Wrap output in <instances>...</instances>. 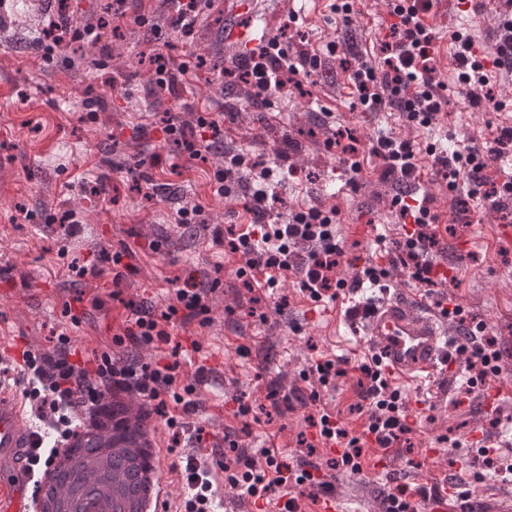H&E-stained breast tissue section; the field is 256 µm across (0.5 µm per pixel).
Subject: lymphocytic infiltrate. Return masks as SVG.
Returning <instances> with one entry per match:
<instances>
[{"instance_id":"obj_1","label":"lymphocytic infiltrate","mask_w":512,"mask_h":512,"mask_svg":"<svg viewBox=\"0 0 512 512\" xmlns=\"http://www.w3.org/2000/svg\"><path fill=\"white\" fill-rule=\"evenodd\" d=\"M433 6V0H393V21L379 42L378 61H359L349 79L365 111H394L405 114L415 128L434 131L442 112L448 106L444 95L446 85L437 51L438 37L422 19ZM122 14H111L107 24L80 26L70 16L69 0H57V8L49 22L33 41L34 47L44 54L66 53L73 43H99L107 29H120ZM453 60L460 83L470 90L472 107L487 110L501 109L490 81L493 70L512 76V18H500L495 58H487L477 47L473 36L455 32ZM318 56L305 54L292 60L288 47L279 37L270 38L264 45L244 53L231 67L222 68L223 76L240 75L251 88L250 99L254 107L266 106L272 92L287 88L299 72H310L320 67ZM164 133L180 143L189 158L201 155V137L219 141L224 124L209 115H198L195 123L183 121L180 113H167ZM418 144L411 135L378 133L370 140L369 155L381 179L397 187L390 209L399 223L408 224L400 241L394 242V253L387 264L372 259L355 264L352 280H344L338 269L345 255L336 234L339 224L337 208L325 206L316 200L293 211L288 220L273 223L272 210L279 197L271 192L267 179L269 168H257L244 154L228 152L224 163L214 172L217 194L230 195L235 183L233 177L243 170L258 171L260 183L250 189L245 210L252 220L246 227H227L217 233L216 244H224L241 254L244 264L238 270L247 288H273L277 272L295 275L301 289L312 301L318 302L331 290L357 293L364 284H379L392 274L409 279L428 288L444 285L429 258L440 238L436 224L438 216L431 210L428 198L409 199L418 173ZM512 161V126L489 132L485 142L469 145L464 150L439 152L434 165L447 180L449 189L466 187V198L458 199L462 214H469L467 198L480 197L487 209L503 217L512 216V174L503 181H490L485 171L493 163ZM129 314L122 332L114 334L112 345L94 356L93 368L72 362L67 345L68 337H60L56 354L24 352L18 382L22 384L26 399L39 411V421L52 430L56 437L64 438L77 428L84 413L91 411L118 387L135 393L162 415L172 434L173 445H193L203 440L202 429L192 427L188 418L197 409L196 402L182 395L172 394L176 367L137 362L119 355L125 343L141 347L159 344L172 345L174 353H181V344L173 343L171 326L192 322L206 326L210 319L208 291L194 281L186 282L177 290L173 302L162 315H155L140 304H128ZM483 326H475L465 336L457 352L465 358L464 371L468 388L490 390L495 374L497 353L492 339L484 336ZM355 405L367 416L361 433L340 427L332 413L322 412L310 418L311 427L319 436L333 440L341 450L336 463L342 469L359 472L361 458L367 442L382 448H392L411 434L417 420L397 391L391 390L389 379L378 360L357 365ZM264 464L239 456L225 463V482L240 496L271 499L281 493L287 483L301 486L315 483L314 474L307 469H296L282 464L275 449L264 452ZM183 477L191 491L182 505L183 512H215L213 482L206 464L188 457Z\"/></svg>"}]
</instances>
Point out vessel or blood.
Returning <instances> with one entry per match:
<instances>
[{
  "label": "vessel or blood",
  "mask_w": 512,
  "mask_h": 512,
  "mask_svg": "<svg viewBox=\"0 0 512 512\" xmlns=\"http://www.w3.org/2000/svg\"><path fill=\"white\" fill-rule=\"evenodd\" d=\"M366 334L374 355L401 382L434 374L453 354V342L442 336L435 318L408 301L376 308ZM35 446L22 400L0 385V512H31V487L40 471L27 459Z\"/></svg>",
  "instance_id": "vessel-or-blood-1"
}]
</instances>
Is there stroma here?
<instances>
[{
    "label": "stroma",
    "instance_id": "stroma-1",
    "mask_svg": "<svg viewBox=\"0 0 512 512\" xmlns=\"http://www.w3.org/2000/svg\"><path fill=\"white\" fill-rule=\"evenodd\" d=\"M10 2L8 16L0 19V326L15 342L0 349V358L11 365L31 347L54 352L58 336L65 334L72 360L92 362L120 327L125 302H143L160 312L187 279L204 281L215 286L210 323L173 331L183 346L200 347L191 360L181 361L175 382L179 389L196 386L198 410L189 421L206 433L197 457L216 446L226 453L235 445L260 462L264 448L276 445L283 461L314 465L341 512H381L386 496L399 487L414 493L449 476L458 492L449 496L447 512H500L512 504V476L488 472L476 482L470 469L479 450L471 439L477 432L492 443L494 458L512 464V436L506 432L512 427V389L485 406L482 391L461 389L459 364L400 385L407 407L422 415L409 446L367 449L356 474L334 468L332 454L313 439L308 416L323 405L357 431L365 417L354 408L352 377L319 390L315 403L309 394L318 390L317 382L308 371L319 359L341 355L355 365L370 358L362 324L347 317L341 301H310L289 273L277 288L252 295L236 274L240 255L212 243L215 227L248 223L243 198L216 194L212 175L220 160L215 154L187 160L163 131L166 113H181L192 122L197 113L217 116L232 107L239 119L225 124L220 150L271 167L276 149L297 141L291 171L277 191L288 209L316 195L339 208L348 259L340 275L350 278L351 259H380L378 234L391 241L403 234L389 210L391 186L373 174L367 150L377 127L401 132L405 122L395 112L358 108L347 72L356 50L386 34L392 22L387 0H359L347 19L333 12L334 0H249L256 33L286 32L290 56L307 50L321 58L318 70L298 74V89L274 96L260 114L247 104L246 85L228 86L216 71H203L174 92L159 88L142 57L147 40L158 32L170 41L173 63L189 49L209 64L232 63L247 47L229 36L233 18L220 2L186 39L170 29L167 0H126L127 13L143 11L150 24H125L98 45L85 46V58L100 63L96 69H79L66 55L45 57L31 49L37 32L28 16H47L50 0ZM498 12L512 14V0H494L484 13L464 0H435L423 17L439 37L448 97L441 125L449 144H478L489 125L512 123V82L494 85L501 111L472 110L450 57L451 35L463 28L477 44L494 45ZM120 69L125 78H116ZM332 121L353 128L360 138L358 182H351L336 150L325 145ZM420 174L443 229L431 259L453 265L455 280L428 298L423 286L398 276L389 291L375 289L371 295L385 303L409 299L428 311L439 301L459 304L465 315L486 324L498 353V374L512 377V242L499 238L500 222L481 199L470 202L475 223H461L431 157L421 156ZM99 179L110 186L107 196L90 191ZM150 183L156 196L147 194ZM196 204L203 208L202 223L177 226V209ZM67 212L79 222L71 235L61 223ZM124 249L131 253L132 270L117 287L122 298L116 301L106 257ZM92 263L102 269L100 278L71 271ZM283 297L287 307L275 312ZM201 365L208 374L198 384L194 376ZM273 390L300 394L301 400L292 410L276 411L267 398ZM243 404L251 408L245 417L237 414Z\"/></svg>",
    "mask_w": 512,
    "mask_h": 512
}]
</instances>
